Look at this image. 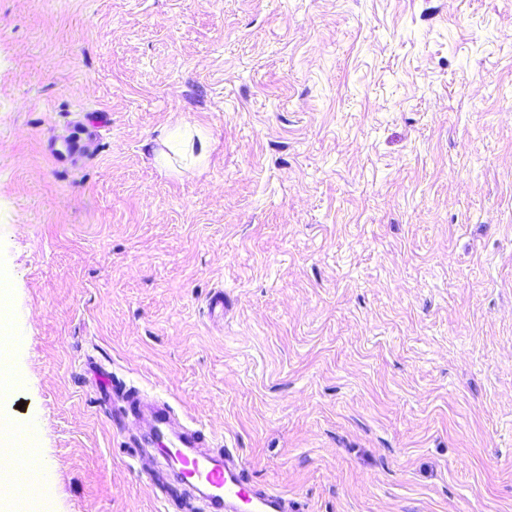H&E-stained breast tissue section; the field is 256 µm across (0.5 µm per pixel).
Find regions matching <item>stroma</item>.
Instances as JSON below:
<instances>
[{"mask_svg": "<svg viewBox=\"0 0 512 512\" xmlns=\"http://www.w3.org/2000/svg\"><path fill=\"white\" fill-rule=\"evenodd\" d=\"M0 339V512H202L108 374L306 512H512V0H0ZM197 138L199 143V154L197 161L201 164L208 156L207 137L199 130L194 123L187 119L177 121L172 127L164 130L158 139L159 147L155 150V159L161 164H167L169 155L164 149H172V146L183 142L193 144V139Z\"/></svg>", "mask_w": 512, "mask_h": 512, "instance_id": "obj_1", "label": "stroma"}]
</instances>
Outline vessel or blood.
I'll list each match as a JSON object with an SVG mask.
<instances>
[{
	"label": "vessel or blood",
	"instance_id": "1",
	"mask_svg": "<svg viewBox=\"0 0 512 512\" xmlns=\"http://www.w3.org/2000/svg\"><path fill=\"white\" fill-rule=\"evenodd\" d=\"M172 417L169 406L156 405L151 440L176 465L181 484L202 489L208 512H303L302 500L254 483L232 449L216 447L201 430L174 428Z\"/></svg>",
	"mask_w": 512,
	"mask_h": 512
}]
</instances>
